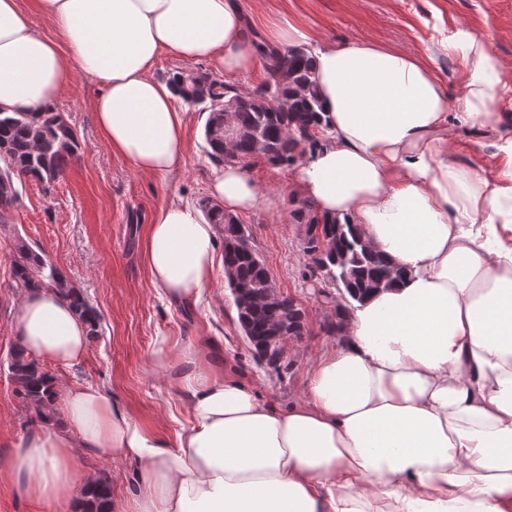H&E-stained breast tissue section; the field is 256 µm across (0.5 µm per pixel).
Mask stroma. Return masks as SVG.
<instances>
[{"label": "stroma", "mask_w": 512, "mask_h": 512, "mask_svg": "<svg viewBox=\"0 0 512 512\" xmlns=\"http://www.w3.org/2000/svg\"><path fill=\"white\" fill-rule=\"evenodd\" d=\"M254 34L271 22L288 21L308 28L319 39L337 44L373 41L417 55L430 64L448 91L449 104L462 93L463 76L455 57L439 53L434 24L465 25L485 37L505 66L498 88L501 111L512 115V0H238ZM96 82L76 73L52 104L76 129L80 148L63 180L26 182L13 208L0 218V460L26 430L37 427L34 414L19 397L6 367L19 338L13 315L20 298L13 287L14 243L23 238L83 289L101 315L102 333L91 338L84 360L74 367L47 363L58 381L106 388L138 422L167 439L186 426L182 395L168 388L163 372H150L149 358L159 345L179 353L188 341L205 336L220 347L225 363L263 399L288 405L307 383L310 362L334 344L325 325L333 319L318 297V281L306 278L310 262L304 248L305 227L295 211L302 197L294 187V168L252 159L248 173L275 200L272 208L244 212L238 219L266 264L280 292L293 296L306 313L303 336L290 338L277 373L258 364L245 342L223 271L195 302L175 303L151 282L143 255V234L159 206L174 200L201 208L210 201L209 185L218 165L205 153L207 115L182 104L186 134L182 167L167 178L134 171L101 138L94 116ZM87 477L106 474L113 500L123 503L133 473L121 462L84 454Z\"/></svg>", "instance_id": "1"}]
</instances>
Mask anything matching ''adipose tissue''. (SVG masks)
I'll return each instance as SVG.
<instances>
[{"mask_svg": "<svg viewBox=\"0 0 512 512\" xmlns=\"http://www.w3.org/2000/svg\"><path fill=\"white\" fill-rule=\"evenodd\" d=\"M38 12L55 37L38 32ZM273 46H309L328 139L296 172L316 213L355 224L407 278L354 303L335 345L313 359L302 398L281 406L214 361L209 342L158 348L185 398L188 427L164 438L103 388L59 387L64 422L26 431L0 463V486L48 512L82 490L80 452L128 465L125 512H512V118L496 87L504 66L470 28L442 33L462 65L456 107L434 69L372 41H319L272 25ZM220 74L261 62L237 0H0V112H42L73 73L100 87L99 133L141 174L183 160L185 114L154 75L161 54ZM477 129L493 168L448 158L450 128ZM210 192L226 212L268 208L246 170L224 166ZM216 227L186 204L159 207L144 256L171 300L214 278ZM39 359L73 366L88 330L49 289L13 317Z\"/></svg>", "mask_w": 512, "mask_h": 512, "instance_id": "obj_1", "label": "adipose tissue"}]
</instances>
